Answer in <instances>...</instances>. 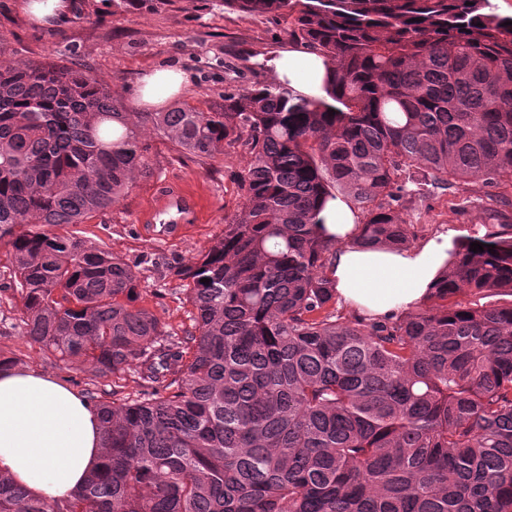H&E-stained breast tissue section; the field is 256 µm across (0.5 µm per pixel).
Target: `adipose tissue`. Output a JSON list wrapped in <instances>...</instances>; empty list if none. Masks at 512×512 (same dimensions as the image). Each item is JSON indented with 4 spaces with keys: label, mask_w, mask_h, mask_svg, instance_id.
<instances>
[{
    "label": "adipose tissue",
    "mask_w": 512,
    "mask_h": 512,
    "mask_svg": "<svg viewBox=\"0 0 512 512\" xmlns=\"http://www.w3.org/2000/svg\"><path fill=\"white\" fill-rule=\"evenodd\" d=\"M277 80L298 94L317 98L327 72L321 56L293 46L269 59ZM189 75L162 68L143 76L135 106H159L183 93ZM336 251L328 274L336 297L358 313L380 317L426 300L451 259L455 238L446 232L407 250L357 248L351 241L362 218L349 198L328 200L317 215ZM101 426L82 395L37 371L0 372V472L48 500L69 497L101 458Z\"/></svg>",
    "instance_id": "adipose-tissue-1"
}]
</instances>
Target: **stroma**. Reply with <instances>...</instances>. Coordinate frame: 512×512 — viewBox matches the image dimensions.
I'll list each match as a JSON object with an SVG mask.
<instances>
[{"mask_svg": "<svg viewBox=\"0 0 512 512\" xmlns=\"http://www.w3.org/2000/svg\"><path fill=\"white\" fill-rule=\"evenodd\" d=\"M21 0H0V45L16 65L53 58L75 63L108 83L125 109H132L137 80L169 66L191 76L187 96L205 101L227 90L272 82L266 63L293 45L290 19L247 15L224 9L221 0H77L75 12L61 26L34 25L20 8ZM142 138L156 178L205 183L218 207L209 223L187 237L165 242L150 236L136 221V212L151 184L135 179L127 199L77 231L93 245L111 250L139 271L144 303L168 330L181 332L191 323L185 283L174 273L193 260L224 230V218L243 201L239 176L247 156L241 146L225 148L223 160L211 162L179 154L163 135L146 126ZM512 224V185L484 187L473 182L434 190L415 202L404 218L413 241L449 230L461 236L483 234L490 210ZM13 275L10 259L0 249V351L20 356L27 368L62 383L77 380L96 385L99 397L111 400L112 389L97 385L91 371L74 372L48 358L23 336L20 303L7 285Z\"/></svg>", "mask_w": 512, "mask_h": 512, "instance_id": "35a3bbf8", "label": "stroma"}]
</instances>
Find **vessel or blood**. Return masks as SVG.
I'll use <instances>...</instances> for the list:
<instances>
[{"label":"vessel or blood","mask_w":512,"mask_h":512,"mask_svg":"<svg viewBox=\"0 0 512 512\" xmlns=\"http://www.w3.org/2000/svg\"><path fill=\"white\" fill-rule=\"evenodd\" d=\"M216 202L201 183L181 179L154 181L139 207L137 221L149 225L153 237L173 241L204 223Z\"/></svg>","instance_id":"vessel-or-blood-1"}]
</instances>
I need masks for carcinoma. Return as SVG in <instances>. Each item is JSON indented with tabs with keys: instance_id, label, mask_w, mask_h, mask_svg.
<instances>
[{
	"instance_id": "obj_1",
	"label": "carcinoma",
	"mask_w": 512,
	"mask_h": 512,
	"mask_svg": "<svg viewBox=\"0 0 512 512\" xmlns=\"http://www.w3.org/2000/svg\"><path fill=\"white\" fill-rule=\"evenodd\" d=\"M224 7L290 18L332 70L322 99L273 82L139 113L186 154L247 153L224 233L175 268L180 335L134 266L62 232L152 177L131 113L83 69L17 68L0 45V246L23 335L112 383V401L89 395L98 470L56 501L0 472V512H512V302H449L512 297V230L460 239L418 310L346 318L315 222L346 196L356 244L406 247L403 211L430 189L512 181V16L490 0ZM131 369L136 399L118 391Z\"/></svg>"
}]
</instances>
